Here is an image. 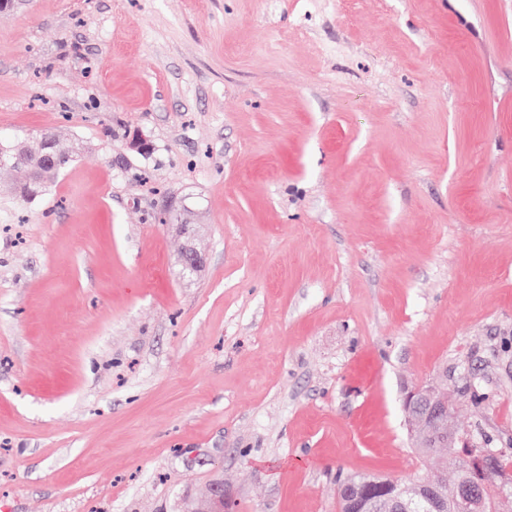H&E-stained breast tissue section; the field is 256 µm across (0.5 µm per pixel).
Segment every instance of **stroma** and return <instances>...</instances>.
Masks as SVG:
<instances>
[{"instance_id": "stroma-1", "label": "stroma", "mask_w": 512, "mask_h": 512, "mask_svg": "<svg viewBox=\"0 0 512 512\" xmlns=\"http://www.w3.org/2000/svg\"><path fill=\"white\" fill-rule=\"evenodd\" d=\"M46 130L76 161L0 191V512H338L414 479L431 381L512 448V0H18L0 134Z\"/></svg>"}]
</instances>
